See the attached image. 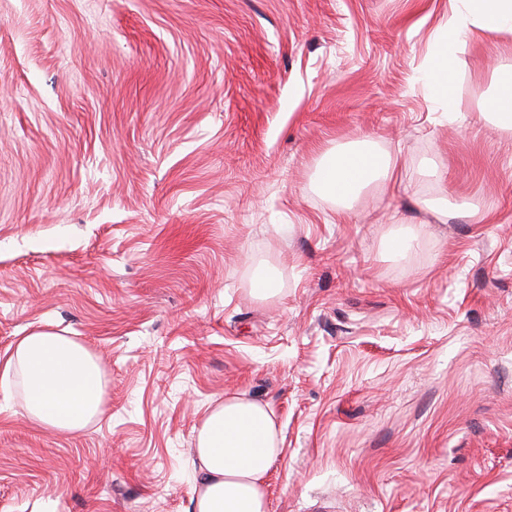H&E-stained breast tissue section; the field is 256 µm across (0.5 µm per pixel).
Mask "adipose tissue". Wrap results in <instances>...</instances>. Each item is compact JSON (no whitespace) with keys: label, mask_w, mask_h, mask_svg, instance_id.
I'll use <instances>...</instances> for the list:
<instances>
[{"label":"adipose tissue","mask_w":512,"mask_h":512,"mask_svg":"<svg viewBox=\"0 0 512 512\" xmlns=\"http://www.w3.org/2000/svg\"><path fill=\"white\" fill-rule=\"evenodd\" d=\"M448 19L452 38L444 42L425 75L448 83V58L458 45L481 32L512 33V0H454ZM397 158L372 147L333 152L319 170L321 190L345 214L365 186L401 184ZM25 384V412L40 426L76 433L103 414L104 378L97 357L85 346L50 330L20 337L0 359V390ZM281 448L266 403L225 397L207 413L196 437L199 477L194 512H269L266 482Z\"/></svg>","instance_id":"ef3b65f1"}]
</instances>
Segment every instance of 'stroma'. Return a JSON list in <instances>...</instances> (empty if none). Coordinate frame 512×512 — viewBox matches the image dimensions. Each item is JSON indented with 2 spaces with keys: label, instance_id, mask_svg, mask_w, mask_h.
<instances>
[{
  "label": "stroma",
  "instance_id": "1",
  "mask_svg": "<svg viewBox=\"0 0 512 512\" xmlns=\"http://www.w3.org/2000/svg\"><path fill=\"white\" fill-rule=\"evenodd\" d=\"M452 7L0 0V356L53 330L107 398L59 434L0 395V512H192L232 394L272 411L269 512H512V129L489 108L512 36L436 90ZM367 136L403 185L342 219L317 169ZM397 213L421 233L401 259ZM261 275L267 276L269 278V282L265 287H260L259 281H257ZM250 286L251 288L249 289L251 294L259 299L272 298L278 294L279 290L277 288L273 274L260 266L253 267V275L250 281Z\"/></svg>",
  "mask_w": 512,
  "mask_h": 512
}]
</instances>
